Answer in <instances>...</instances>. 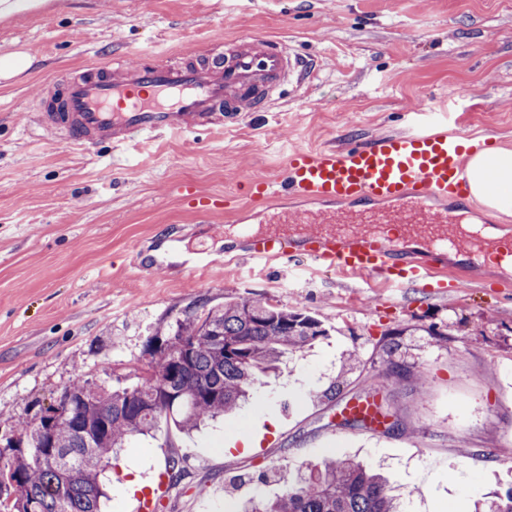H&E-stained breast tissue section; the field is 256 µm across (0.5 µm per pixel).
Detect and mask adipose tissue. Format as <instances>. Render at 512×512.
<instances>
[{
    "mask_svg": "<svg viewBox=\"0 0 512 512\" xmlns=\"http://www.w3.org/2000/svg\"><path fill=\"white\" fill-rule=\"evenodd\" d=\"M469 181L473 195L491 209L512 211V153L487 148L469 162Z\"/></svg>",
    "mask_w": 512,
    "mask_h": 512,
    "instance_id": "ef3b65f1",
    "label": "adipose tissue"
}]
</instances>
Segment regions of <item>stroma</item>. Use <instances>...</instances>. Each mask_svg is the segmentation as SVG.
<instances>
[{
    "mask_svg": "<svg viewBox=\"0 0 512 512\" xmlns=\"http://www.w3.org/2000/svg\"><path fill=\"white\" fill-rule=\"evenodd\" d=\"M55 2L48 17L0 19V54L37 60L0 80V434L73 381L135 384L149 339L184 311L249 297L312 314L323 336L288 353L233 418L131 442L111 461L102 512H130V480L151 485L174 454L185 471L160 512L272 498L328 457L382 469L407 512H473L512 486V287L501 274L483 263L455 292L379 288L309 262L268 270L230 235L264 212L304 210L249 185L278 178L297 148L445 119L512 151V0ZM242 33L282 39L316 63L313 79L217 132L82 150L38 126L51 79L85 64L133 68L147 52L176 60ZM204 259L213 267L191 270ZM392 361L402 376L373 390ZM371 391L398 431L340 416ZM241 434L251 448L226 452Z\"/></svg>",
    "mask_w": 512,
    "mask_h": 512,
    "instance_id": "35a3bbf8",
    "label": "stroma"
}]
</instances>
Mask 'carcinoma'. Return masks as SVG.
I'll return each instance as SVG.
<instances>
[{
	"mask_svg": "<svg viewBox=\"0 0 512 512\" xmlns=\"http://www.w3.org/2000/svg\"><path fill=\"white\" fill-rule=\"evenodd\" d=\"M324 335L306 312L237 299L184 315L169 336L148 345L150 369L109 391L85 380L64 388L69 413L45 408L18 421L0 450V512H100L104 474L133 438L173 421L191 431L233 412L284 355ZM23 484L13 495V483ZM478 512H512V487L479 502ZM238 512H404L387 480L350 458L307 467L272 498Z\"/></svg>",
	"mask_w": 512,
	"mask_h": 512,
	"instance_id": "obj_1",
	"label": "carcinoma"
}]
</instances>
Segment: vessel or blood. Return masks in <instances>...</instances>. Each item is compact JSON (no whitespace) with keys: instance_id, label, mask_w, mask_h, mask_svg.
<instances>
[{"instance_id":"obj_1","label":"vessel or blood","mask_w":512,"mask_h":512,"mask_svg":"<svg viewBox=\"0 0 512 512\" xmlns=\"http://www.w3.org/2000/svg\"><path fill=\"white\" fill-rule=\"evenodd\" d=\"M303 82L302 58L290 45L244 35L220 50L186 49L178 61L84 68L45 98L43 128L73 146L213 131L238 122L243 107L265 110L284 86ZM482 147L477 136L428 126L343 149L293 150L280 178H252L256 196L301 198L327 209L318 215L267 213L269 230L247 236L246 254L268 264L305 259L391 288H460L466 268L450 276L442 260L451 249L467 256L487 249L484 237L461 241L451 231L456 207L476 206L468 165ZM401 232L426 240V258L400 248ZM169 491L165 478H158L135 498L131 512H157Z\"/></svg>"}]
</instances>
